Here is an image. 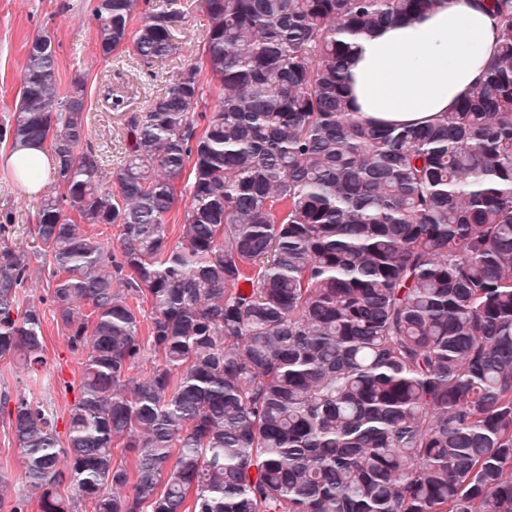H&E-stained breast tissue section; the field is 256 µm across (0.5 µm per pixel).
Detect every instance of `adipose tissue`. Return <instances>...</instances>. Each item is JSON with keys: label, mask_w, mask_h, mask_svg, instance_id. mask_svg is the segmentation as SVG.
I'll use <instances>...</instances> for the list:
<instances>
[{"label": "adipose tissue", "mask_w": 512, "mask_h": 512, "mask_svg": "<svg viewBox=\"0 0 512 512\" xmlns=\"http://www.w3.org/2000/svg\"><path fill=\"white\" fill-rule=\"evenodd\" d=\"M496 47L492 17L472 0L377 28L350 60L352 111L381 124L423 125L478 86Z\"/></svg>", "instance_id": "adipose-tissue-1"}]
</instances>
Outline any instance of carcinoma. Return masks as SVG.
<instances>
[{
	"mask_svg": "<svg viewBox=\"0 0 512 512\" xmlns=\"http://www.w3.org/2000/svg\"><path fill=\"white\" fill-rule=\"evenodd\" d=\"M478 2L484 78L415 127L351 111L349 61L438 0H166L139 60L179 51L192 6L201 56L126 117L109 172L84 85L60 94L51 39L31 43L0 140L48 146L64 192L32 254L0 224V360L46 365L44 311L20 304L35 260L81 373L63 439L5 397L11 512H512V0ZM141 7L94 0L102 56ZM114 224L115 245L95 233ZM6 410L0 405V475L4 477V498L0 512H11L10 509L17 499L28 496L24 478L25 464L17 448L14 447Z\"/></svg>",
	"mask_w": 512,
	"mask_h": 512,
	"instance_id": "1",
	"label": "carcinoma"
}]
</instances>
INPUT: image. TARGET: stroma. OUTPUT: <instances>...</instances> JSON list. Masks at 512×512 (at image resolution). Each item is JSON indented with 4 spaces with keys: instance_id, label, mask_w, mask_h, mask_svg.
<instances>
[{
    "instance_id": "35a3bbf8",
    "label": "stroma",
    "mask_w": 512,
    "mask_h": 512,
    "mask_svg": "<svg viewBox=\"0 0 512 512\" xmlns=\"http://www.w3.org/2000/svg\"><path fill=\"white\" fill-rule=\"evenodd\" d=\"M93 0H0V122L14 112L19 100L21 73L31 42L50 37L56 50L60 92L75 80L85 83V97L96 143L105 160L122 161L126 151L125 119L146 107L165 90L177 71L197 60L206 19L189 10L178 31L179 52L150 66L139 62L133 44L103 57L96 47L91 9ZM56 181L47 182L38 196L20 189L10 168L0 162V221L11 218L15 229L9 241L17 249L32 252L38 242L30 231L42 198L60 194ZM46 371L29 379L16 359L0 361V396L26 391L58 418L57 430L66 433L68 409L74 403L80 373L79 357L53 317L44 323ZM25 464L15 448L5 409L0 408V512H10L16 500L26 497Z\"/></svg>"
}]
</instances>
